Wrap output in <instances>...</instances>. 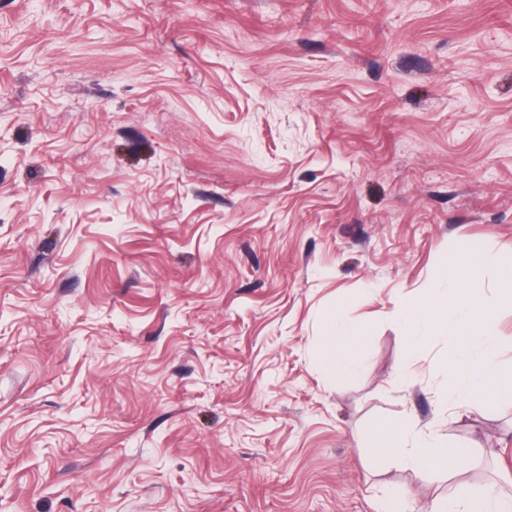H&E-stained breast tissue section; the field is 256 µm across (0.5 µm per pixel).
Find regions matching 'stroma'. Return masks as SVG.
Here are the masks:
<instances>
[{
    "instance_id": "stroma-1",
    "label": "stroma",
    "mask_w": 512,
    "mask_h": 512,
    "mask_svg": "<svg viewBox=\"0 0 512 512\" xmlns=\"http://www.w3.org/2000/svg\"><path fill=\"white\" fill-rule=\"evenodd\" d=\"M512 259V0H0V512H410L512 486L400 302ZM360 368L312 362L326 312ZM412 417L447 478L373 438Z\"/></svg>"
}]
</instances>
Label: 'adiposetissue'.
<instances>
[{"instance_id":"adipose-tissue-1","label":"adipose tissue","mask_w":512,"mask_h":512,"mask_svg":"<svg viewBox=\"0 0 512 512\" xmlns=\"http://www.w3.org/2000/svg\"><path fill=\"white\" fill-rule=\"evenodd\" d=\"M323 336L313 351L316 367L328 372L347 373L355 366V348L370 329L365 325L350 326L342 310L335 309L321 319ZM391 462L422 473L439 468L453 474L464 457L463 451L449 446L447 441L434 434L418 431L412 422H403L392 439H380ZM430 512H506L504 497L497 487H487L476 498L454 490L438 496L431 504Z\"/></svg>"}]
</instances>
